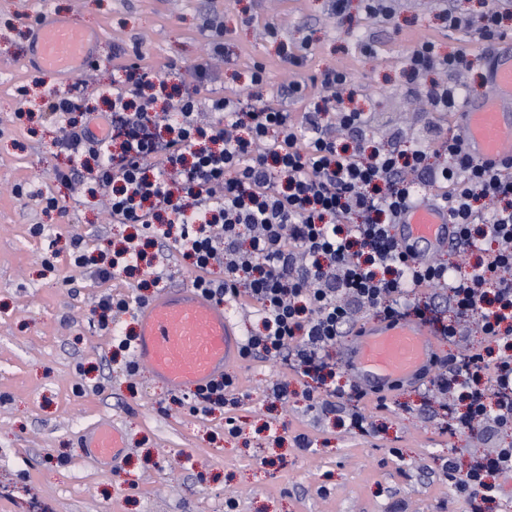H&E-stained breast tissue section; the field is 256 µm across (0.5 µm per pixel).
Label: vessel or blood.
Returning a JSON list of instances; mask_svg holds the SVG:
<instances>
[{
	"instance_id": "vessel-or-blood-1",
	"label": "vessel or blood",
	"mask_w": 512,
	"mask_h": 512,
	"mask_svg": "<svg viewBox=\"0 0 512 512\" xmlns=\"http://www.w3.org/2000/svg\"><path fill=\"white\" fill-rule=\"evenodd\" d=\"M98 34L79 29L74 20H57L41 12L33 32L35 71L68 81L93 59ZM488 93L466 97L456 114L455 134L474 160L499 166L512 156V39L501 42L487 65ZM398 238L412 245L416 262L447 250L455 239L446 210L419 198L399 218ZM136 361L172 391H193L221 379L239 363L242 341L227 304L203 295L195 286L165 288L135 312ZM439 354L438 341L422 323L410 319H370L358 328L343 364L350 378L376 396L421 382ZM90 446L102 461L124 447L120 427L112 421L90 433Z\"/></svg>"
}]
</instances>
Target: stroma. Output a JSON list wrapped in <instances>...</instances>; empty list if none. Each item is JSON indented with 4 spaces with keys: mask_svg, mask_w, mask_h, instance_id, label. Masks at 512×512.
Returning <instances> with one entry per match:
<instances>
[{
    "mask_svg": "<svg viewBox=\"0 0 512 512\" xmlns=\"http://www.w3.org/2000/svg\"><path fill=\"white\" fill-rule=\"evenodd\" d=\"M478 13L484 0H391L387 16L348 0H0V512H467L448 495V458H472L475 441L448 427L422 392L401 387L389 411H361L363 436L337 415L306 408L313 382L279 364L251 359L230 369V411L192 412L146 370L129 372L113 333L93 309L101 296L152 299L146 285L188 283L194 270L170 245L151 264L102 280L75 265L73 235L86 254L111 252L131 226L112 224L87 187L57 178L66 152L48 103L55 78L26 61L42 7L100 30L85 104L107 111L103 90L119 61L144 58L168 85L199 86L204 98L251 94L301 115L319 93L291 96L286 85L332 67L347 73L354 102L370 112L369 136L401 130L411 142L448 128L446 112H424L421 86L407 81L409 54L424 40L441 51L481 52L467 33L449 31L447 6ZM263 62L267 80L246 78ZM57 208H48L47 198ZM288 388L286 399L270 393ZM233 415L238 435L224 430ZM121 428L125 450L97 463L83 441L99 423ZM309 447H300L297 435Z\"/></svg>",
    "mask_w": 512,
    "mask_h": 512,
    "instance_id": "1",
    "label": "stroma"
}]
</instances>
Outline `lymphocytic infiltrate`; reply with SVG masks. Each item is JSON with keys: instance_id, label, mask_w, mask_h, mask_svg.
Returning a JSON list of instances; mask_svg holds the SVG:
<instances>
[{"instance_id": "lymphocytic-infiltrate-1", "label": "lymphocytic infiltrate", "mask_w": 512, "mask_h": 512, "mask_svg": "<svg viewBox=\"0 0 512 512\" xmlns=\"http://www.w3.org/2000/svg\"><path fill=\"white\" fill-rule=\"evenodd\" d=\"M445 17L449 30L486 43L508 35L495 8L471 16L451 7ZM470 65L464 53L439 54L426 40L406 74L443 73L424 103L454 113L464 93L452 76ZM131 69L134 79L113 81L109 112H79L81 81L56 95L50 108L64 118L58 145L70 160L57 177H89L112 222L141 225L148 243L181 225L174 247L201 271L196 287L220 302L249 299L263 314L243 358L278 360L317 380L335 376L324 351L351 330L358 307L383 320L415 318L456 344L475 333L498 347L495 361L481 353L438 361L424 395L464 405L458 429L490 439L512 432V166L470 159L452 132L408 147L397 138L369 145L361 109L295 117L241 96L211 98L204 109L193 91L160 109L149 94L159 72ZM99 121L101 138L90 129ZM422 179L442 188L435 199L456 228L461 265L412 263L391 232ZM217 264L219 281L207 276ZM418 288L436 289V303L412 304ZM511 475L512 445L466 469L448 461V488L468 512H488L500 478Z\"/></svg>"}]
</instances>
